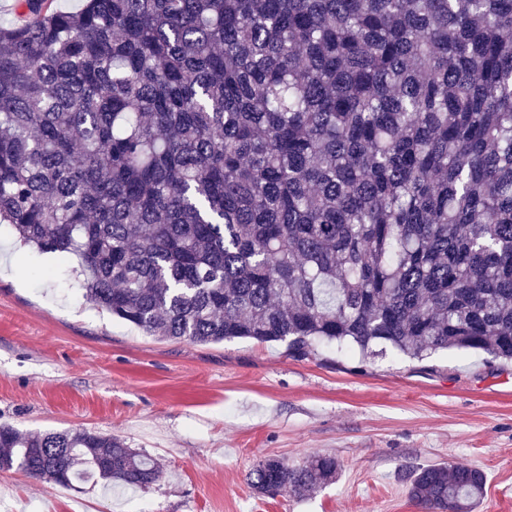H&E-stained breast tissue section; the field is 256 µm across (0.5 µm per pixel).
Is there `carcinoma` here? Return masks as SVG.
<instances>
[{
    "label": "carcinoma",
    "mask_w": 512,
    "mask_h": 512,
    "mask_svg": "<svg viewBox=\"0 0 512 512\" xmlns=\"http://www.w3.org/2000/svg\"><path fill=\"white\" fill-rule=\"evenodd\" d=\"M0 25V224L148 336L512 359V0H18ZM147 489L90 429L0 424V469ZM339 463L249 474L302 498ZM473 512L468 464L409 472Z\"/></svg>",
    "instance_id": "1"
}]
</instances>
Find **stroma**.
<instances>
[{
	"mask_svg": "<svg viewBox=\"0 0 512 512\" xmlns=\"http://www.w3.org/2000/svg\"><path fill=\"white\" fill-rule=\"evenodd\" d=\"M0 422L96 429L153 456L145 490L62 487L0 470V512H422L409 469L466 463L487 477L474 512H512V365L472 351L417 361L392 348L163 340L84 297L73 262L0 226ZM335 456L337 481L298 499L256 492L264 458Z\"/></svg>",
	"mask_w": 512,
	"mask_h": 512,
	"instance_id": "stroma-1",
	"label": "stroma"
}]
</instances>
